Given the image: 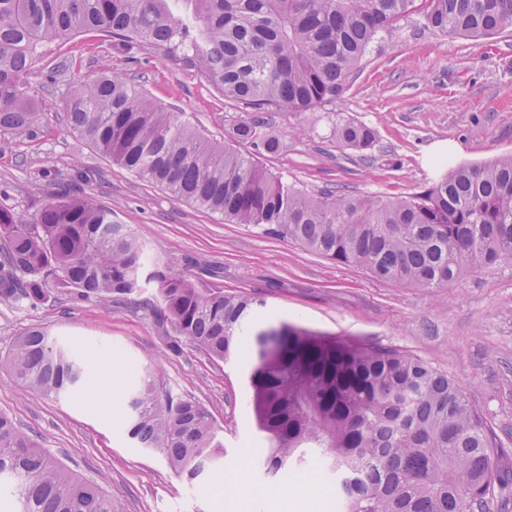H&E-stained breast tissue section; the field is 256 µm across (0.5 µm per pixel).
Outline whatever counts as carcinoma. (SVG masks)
Here are the masks:
<instances>
[{
  "mask_svg": "<svg viewBox=\"0 0 512 512\" xmlns=\"http://www.w3.org/2000/svg\"><path fill=\"white\" fill-rule=\"evenodd\" d=\"M424 25L472 39L512 32V0H423ZM415 0H0V136L38 123L28 96L45 45L87 31L122 52L145 43L191 68L250 112H313L346 91L370 45L414 11ZM66 125L136 177L232 224L291 241L397 287L447 288L512 259V155L459 165L423 190L389 199L310 194L253 158L208 137L146 96L135 75L104 72L63 101ZM238 139L255 151L278 142L259 123ZM343 149H369L375 132L344 121ZM157 285L150 311L165 332L213 361L239 353L263 302L148 259L129 224L90 194L58 193L28 221L0 207V303L35 305L51 293L75 301ZM277 349L262 351L267 330ZM251 337L249 385L267 440V473L290 472L320 448L342 474L345 512H503L512 469L495 462L496 438L463 390L430 363L297 328ZM26 388L58 397L89 372L76 350L37 328L0 361ZM126 428L196 480L224 458L210 413L173 396L159 376L132 377ZM0 480L12 512H119L111 495L55 459L0 413Z\"/></svg>",
  "mask_w": 512,
  "mask_h": 512,
  "instance_id": "carcinoma-1",
  "label": "carcinoma"
}]
</instances>
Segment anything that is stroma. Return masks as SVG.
Here are the masks:
<instances>
[{
    "mask_svg": "<svg viewBox=\"0 0 512 512\" xmlns=\"http://www.w3.org/2000/svg\"><path fill=\"white\" fill-rule=\"evenodd\" d=\"M59 58L70 67L55 83L30 79L42 114L33 133L0 137V206L30 218L59 191V173L85 175L82 190L132 225L151 259L188 272L200 286L219 284L263 300L257 326L273 318L427 361L459 384L495 435L499 454L512 459V259L448 288L396 287L171 197L98 155L61 118V101L73 86L107 68L133 73L151 99L244 155L254 148L238 140L236 129L259 120L279 142L278 151L255 154L261 165L310 193L407 196L437 176L439 157L479 164L512 153V32L463 39L409 14L371 45L344 95L315 112H247L181 62L144 45L113 51L99 32L51 44L40 65ZM344 120L374 130L368 150L339 147L332 126ZM154 293L148 287L104 304L58 293L34 306L0 303V357L15 336L39 327L55 344L76 347L81 359H99L97 384L109 393L102 403L90 402L83 390L47 397L22 387L2 366L0 412L74 474L101 485L122 512H336V491L317 453L283 476L262 468L264 441L244 361L215 362L186 342L173 352L147 307ZM134 369L157 370L174 395L210 412L223 464L190 484L161 452L132 447L125 405ZM308 482L319 495L297 494L287 507H272L285 487Z\"/></svg>",
    "mask_w": 512,
    "mask_h": 512,
    "instance_id": "obj_1",
    "label": "stroma"
}]
</instances>
